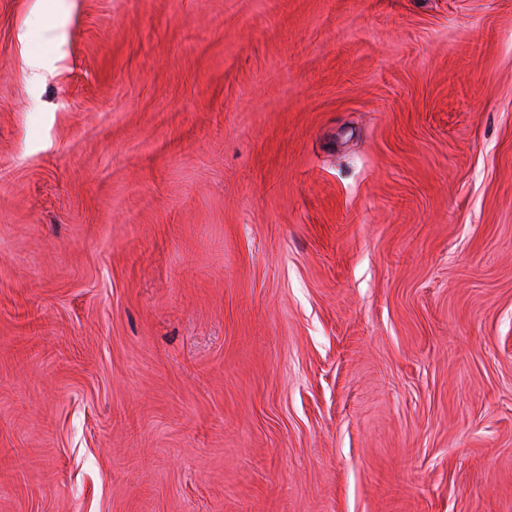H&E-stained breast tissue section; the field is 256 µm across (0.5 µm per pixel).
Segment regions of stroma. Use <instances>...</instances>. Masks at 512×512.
I'll list each match as a JSON object with an SVG mask.
<instances>
[{"mask_svg":"<svg viewBox=\"0 0 512 512\" xmlns=\"http://www.w3.org/2000/svg\"><path fill=\"white\" fill-rule=\"evenodd\" d=\"M0 512H512V0H0Z\"/></svg>","mask_w":512,"mask_h":512,"instance_id":"35a3bbf8","label":"stroma"}]
</instances>
